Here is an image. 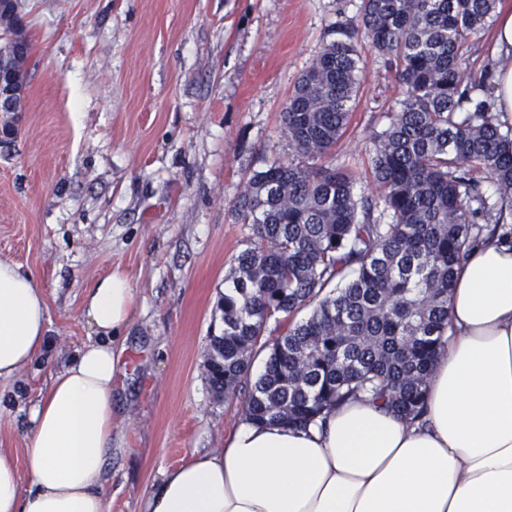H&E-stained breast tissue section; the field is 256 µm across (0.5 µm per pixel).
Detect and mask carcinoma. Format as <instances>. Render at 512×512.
I'll list each match as a JSON object with an SVG mask.
<instances>
[{
    "label": "carcinoma",
    "instance_id": "1",
    "mask_svg": "<svg viewBox=\"0 0 512 512\" xmlns=\"http://www.w3.org/2000/svg\"><path fill=\"white\" fill-rule=\"evenodd\" d=\"M497 2L361 0L296 82L282 112L294 153L255 171L232 205L252 238L209 343L216 393L235 391L256 346L268 349L244 417L306 427L362 394L422 416L456 269L512 208V129L492 113V73L461 80ZM366 44L405 90L372 138L374 198L326 161L348 125Z\"/></svg>",
    "mask_w": 512,
    "mask_h": 512
}]
</instances>
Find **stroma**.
<instances>
[{
	"label": "stroma",
	"mask_w": 512,
	"mask_h": 512,
	"mask_svg": "<svg viewBox=\"0 0 512 512\" xmlns=\"http://www.w3.org/2000/svg\"><path fill=\"white\" fill-rule=\"evenodd\" d=\"M360 0H21L33 45L26 110L0 143V258L49 307L40 361L0 381V448L24 460L29 410L94 340L90 288L136 290L112 382L110 512H142L163 473L223 447L247 385L216 397L204 364L251 235L231 213L252 173L290 154L282 112L338 13ZM332 161L375 196L372 138L403 91L374 51Z\"/></svg>",
	"instance_id": "obj_1"
}]
</instances>
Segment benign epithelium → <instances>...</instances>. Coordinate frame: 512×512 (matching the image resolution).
<instances>
[{"mask_svg":"<svg viewBox=\"0 0 512 512\" xmlns=\"http://www.w3.org/2000/svg\"><path fill=\"white\" fill-rule=\"evenodd\" d=\"M0 29L10 32L13 42L12 54L0 56V139L5 140L13 136L26 111L18 65L30 56V38L17 11L0 8Z\"/></svg>","mask_w":512,"mask_h":512,"instance_id":"1","label":"benign epithelium"}]
</instances>
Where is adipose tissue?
Returning a JSON list of instances; mask_svg holds the SVG:
<instances>
[{
	"mask_svg": "<svg viewBox=\"0 0 512 512\" xmlns=\"http://www.w3.org/2000/svg\"><path fill=\"white\" fill-rule=\"evenodd\" d=\"M495 45L496 114L512 125V6ZM134 302L118 270L90 289L98 338L33 405L26 470L0 448V512H108L113 344ZM448 317L420 419L360 398L304 428L241 421L223 447L168 470L144 512H512V244L471 250ZM48 323L34 275L0 258V381L39 358Z\"/></svg>",
	"mask_w": 512,
	"mask_h": 512,
	"instance_id": "adipose-tissue-1",
	"label": "adipose tissue"
}]
</instances>
